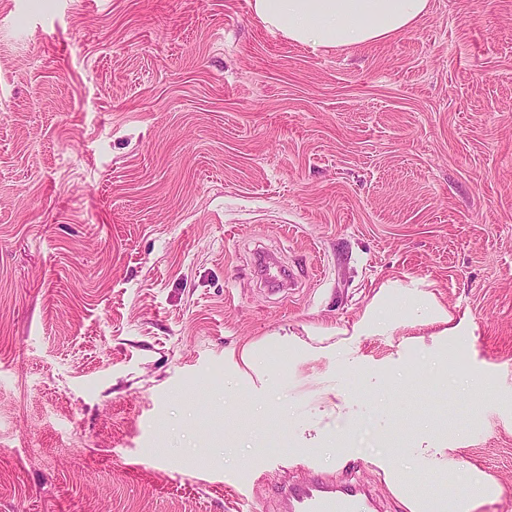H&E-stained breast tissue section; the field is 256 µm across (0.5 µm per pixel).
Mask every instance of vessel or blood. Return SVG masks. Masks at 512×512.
<instances>
[{"mask_svg":"<svg viewBox=\"0 0 512 512\" xmlns=\"http://www.w3.org/2000/svg\"><path fill=\"white\" fill-rule=\"evenodd\" d=\"M279 512H376L377 503L354 466L336 479L312 471L299 481L279 485Z\"/></svg>","mask_w":512,"mask_h":512,"instance_id":"vessel-or-blood-1","label":"vessel or blood"}]
</instances>
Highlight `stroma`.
<instances>
[{
	"label": "stroma",
	"mask_w": 512,
	"mask_h": 512,
	"mask_svg": "<svg viewBox=\"0 0 512 512\" xmlns=\"http://www.w3.org/2000/svg\"><path fill=\"white\" fill-rule=\"evenodd\" d=\"M393 281L454 335H348ZM347 461L379 512L512 486V0L351 51L249 0H0V512H274Z\"/></svg>",
	"instance_id": "35a3bbf8"
}]
</instances>
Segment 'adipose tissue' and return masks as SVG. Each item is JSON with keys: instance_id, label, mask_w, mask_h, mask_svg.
Listing matches in <instances>:
<instances>
[{"instance_id": "adipose-tissue-1", "label": "adipose tissue", "mask_w": 512, "mask_h": 512, "mask_svg": "<svg viewBox=\"0 0 512 512\" xmlns=\"http://www.w3.org/2000/svg\"><path fill=\"white\" fill-rule=\"evenodd\" d=\"M429 0H251L255 17L294 43L336 49L382 43L412 29ZM498 488L471 479L466 491L418 492L413 512H475Z\"/></svg>"}]
</instances>
